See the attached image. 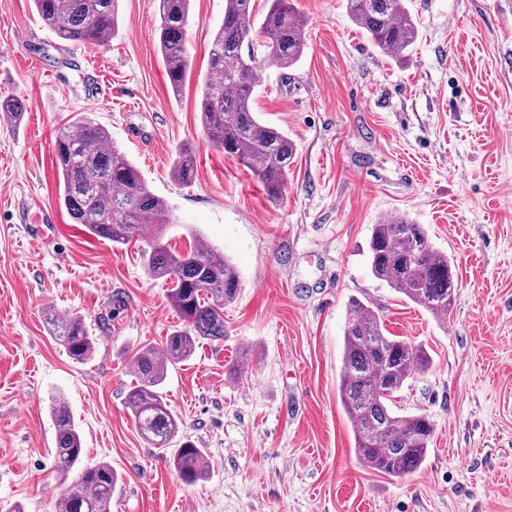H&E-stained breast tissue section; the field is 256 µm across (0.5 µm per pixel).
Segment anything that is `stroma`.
<instances>
[{"label":"stroma","instance_id":"1","mask_svg":"<svg viewBox=\"0 0 512 512\" xmlns=\"http://www.w3.org/2000/svg\"><path fill=\"white\" fill-rule=\"evenodd\" d=\"M297 6L308 20L301 61L263 67L256 87L260 119L296 148L276 206L208 144L196 110L224 0H191V74L178 96L155 39L156 0H120L105 47L59 41L32 0H0V97L27 105L20 125L0 121V512H55V392L87 461L118 473L112 512H512V0H410L420 35L402 62L372 46L347 0ZM81 116L167 201L168 245L185 249L198 233L242 278L225 340L201 342L163 384L210 462L195 485L139 437L125 406L136 350L162 346L180 324L145 271L146 243L97 238L58 204L55 131ZM186 146L197 155L188 187L171 171ZM20 199L55 210L42 245L13 222ZM400 215L454 262L447 322L366 269L373 225ZM354 298L433 359L397 399L434 426L408 479L355 453L338 393ZM50 307L85 317L90 360L52 336Z\"/></svg>","mask_w":512,"mask_h":512}]
</instances>
